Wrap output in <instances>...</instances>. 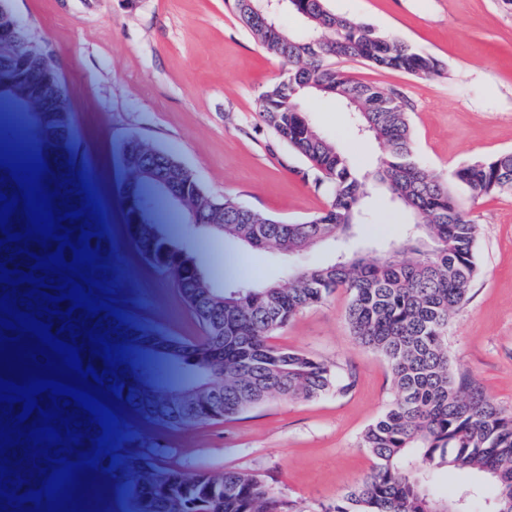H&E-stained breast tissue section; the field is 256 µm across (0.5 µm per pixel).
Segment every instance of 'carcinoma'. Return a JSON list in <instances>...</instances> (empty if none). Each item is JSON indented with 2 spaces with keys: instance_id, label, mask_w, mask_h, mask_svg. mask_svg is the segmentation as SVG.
<instances>
[{
  "instance_id": "obj_1",
  "label": "carcinoma",
  "mask_w": 512,
  "mask_h": 512,
  "mask_svg": "<svg viewBox=\"0 0 512 512\" xmlns=\"http://www.w3.org/2000/svg\"><path fill=\"white\" fill-rule=\"evenodd\" d=\"M227 4L263 48L288 65L280 80L258 97V119L276 142L308 163L328 204L305 222L286 223L212 196L172 154L136 138L126 141L122 208L133 206L147 219L145 224L127 225L129 238L145 261L171 277L200 321L203 336L180 340L127 316L117 320L105 310L98 314L99 323L78 308L72 323H97L111 343L129 347L128 358L105 377L104 385L119 384L120 401L147 419L174 426L232 419L274 399L318 398L338 385L332 368L272 339L301 311L341 288L349 294L345 317L351 333L388 364L397 397L361 436L360 447L374 460L370 472L323 512H512V415L505 414L468 372L453 365L446 336L452 314L468 299L479 273L478 224L451 185L465 187L473 201L512 194V152L461 166L449 183L430 177L415 157L404 102L377 85L353 80L334 60L430 78L441 73L435 57L332 12L328 0H285L283 10L304 21L301 36L277 24L266 0ZM1 53L12 64L0 65V110L25 131V151L41 156L49 166L41 179L43 193L50 192L57 170L65 172L68 187L53 199V212L81 209L86 200L82 176L72 165L71 114L61 75L49 60L36 59L46 50L23 32H1ZM27 62L40 64L41 78L56 101L55 111L41 113L38 135L32 131L31 113L19 106L28 90L17 78V66ZM307 95L345 102L355 127L364 128L362 136L383 144L374 171L356 169L322 135L300 106ZM369 183L399 202L412 218V228L391 251L367 259L345 248L339 258L290 271L279 283L245 280L230 291L211 284L190 246L170 235L158 216L160 207L175 205L195 231L222 234L253 249L300 253L330 239L347 242L356 236V226L368 221ZM0 240L5 241L0 246L4 267L43 276L50 283L47 273L31 270L35 261L26 251L43 257L56 251L59 242L51 239V246L44 247L33 236L18 245L1 231ZM21 248L25 253L19 255ZM33 288L27 282L12 289L0 283V297L7 293L16 300L15 308L35 314L47 301H30L25 293ZM189 387L217 395L222 410L200 405L187 414L177 408L173 393ZM79 431V444L63 437L64 451L54 444L48 456L58 451L78 462L80 451L94 453L97 444L92 439L102 428L86 417ZM5 451L11 452L8 488L17 496L42 488L40 482L60 468L45 459L33 468L26 443ZM115 467L127 478L131 512H305L256 474L226 470L189 475L149 468L135 454L119 458ZM442 469L473 475L477 482L443 492L436 482ZM20 476L27 482L18 483Z\"/></svg>"
}]
</instances>
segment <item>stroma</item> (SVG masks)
Wrapping results in <instances>:
<instances>
[{"label":"stroma","mask_w":512,"mask_h":512,"mask_svg":"<svg viewBox=\"0 0 512 512\" xmlns=\"http://www.w3.org/2000/svg\"><path fill=\"white\" fill-rule=\"evenodd\" d=\"M30 38L45 47L70 89L74 165L91 173L112 250L105 279L122 314L182 340L202 327L170 277L139 258L126 232L119 188L125 142L138 138L189 167L215 197L285 222H301L328 202L308 164L255 116L258 95L285 67L242 27L224 0H11ZM329 8L398 37L442 64L418 78L357 61L340 67L355 80L396 93L406 104L417 160L439 180L478 159L512 151V8L502 0H329ZM316 126L363 172L381 154L358 138L335 99L303 103ZM362 245L382 250L411 221L396 203L371 196ZM480 275L452 316L448 351L512 414V194L476 201ZM191 244L215 287L283 278L333 257L330 243L300 256L271 254L232 240L195 235ZM337 290L278 331L274 342L332 366L342 384L312 400H274L242 416L173 428L131 410L119 418L116 456L137 454L186 473L237 470L263 476L306 512H320L371 469L360 436L395 397L385 361L352 336ZM96 470L90 512H129L120 474Z\"/></svg>","instance_id":"35a3bbf8"}]
</instances>
